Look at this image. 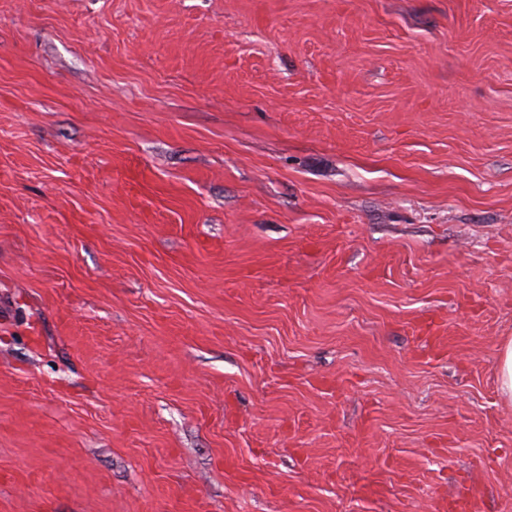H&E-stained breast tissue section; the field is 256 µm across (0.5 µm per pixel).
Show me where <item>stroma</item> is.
<instances>
[{
  "label": "stroma",
  "instance_id": "stroma-1",
  "mask_svg": "<svg viewBox=\"0 0 512 512\" xmlns=\"http://www.w3.org/2000/svg\"><path fill=\"white\" fill-rule=\"evenodd\" d=\"M509 338L512 0H0V512H512ZM497 384L500 397L512 404V339L499 351Z\"/></svg>",
  "mask_w": 512,
  "mask_h": 512
}]
</instances>
